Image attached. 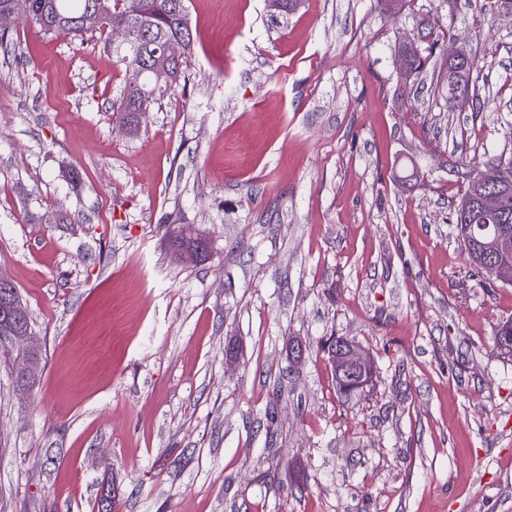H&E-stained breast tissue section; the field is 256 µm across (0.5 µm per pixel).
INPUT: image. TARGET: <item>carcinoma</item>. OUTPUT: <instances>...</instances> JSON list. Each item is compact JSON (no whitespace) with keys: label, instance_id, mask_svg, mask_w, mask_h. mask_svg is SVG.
<instances>
[{"label":"carcinoma","instance_id":"cac0c4a2","mask_svg":"<svg viewBox=\"0 0 512 512\" xmlns=\"http://www.w3.org/2000/svg\"><path fill=\"white\" fill-rule=\"evenodd\" d=\"M187 0H22L27 21L33 23L46 34L64 35L72 39H84L87 35L102 34L112 30V26L133 19L141 22L139 51L136 59L126 60L129 51L116 50L125 69V88L119 103L112 107V112L121 121L129 122L133 114L149 110L153 101L167 93L177 84L182 72L184 56L193 49V32L188 22ZM102 10L100 23L95 28L84 25L83 18L89 12ZM428 46L423 53H415L405 57V69L401 74L406 80L425 66L426 61L436 52L439 39L428 33ZM170 39L183 42V57L168 60L163 56L164 44ZM163 68L167 71V81L159 83L154 78V69ZM476 74L478 62L468 57L467 70L458 75L454 85L448 86L445 104L453 109L463 99L475 103V108L482 107L477 89ZM466 169L467 188L456 210L455 230L464 245L468 258L487 279L492 275L479 264L476 252L484 251V246L491 241V234L496 228H506L512 232V182L504 184L500 177V168L512 167V156H501L488 160L471 157L462 161ZM499 189L506 193V202L499 213L486 223L490 228L485 233H472L467 225L460 222L461 212L474 211L477 207L476 197L484 188ZM501 328L496 330L494 344L497 348L512 352L509 340L512 339V326L509 322H500Z\"/></svg>","mask_w":512,"mask_h":512}]
</instances>
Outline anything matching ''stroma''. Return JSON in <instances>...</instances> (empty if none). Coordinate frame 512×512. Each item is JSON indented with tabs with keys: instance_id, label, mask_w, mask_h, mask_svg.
Listing matches in <instances>:
<instances>
[{
	"instance_id": "1",
	"label": "stroma",
	"mask_w": 512,
	"mask_h": 512,
	"mask_svg": "<svg viewBox=\"0 0 512 512\" xmlns=\"http://www.w3.org/2000/svg\"><path fill=\"white\" fill-rule=\"evenodd\" d=\"M484 2L187 0L184 74L133 131L103 37L10 27L0 273L43 360L23 395L0 363V512H512V286L452 226L462 158L512 155ZM427 27L478 60L480 110L447 109L444 51L400 81ZM333 334L377 366L348 401ZM163 228H165V235L169 239V244H170L171 250H172L173 254L175 255V257H177V258L188 247V244L185 241H183L182 239L192 241L195 239H200V237H201L200 234H194L190 230H188L187 228H184V227H178L175 230V227L173 224L163 225ZM174 230H175L176 234L182 239H180L176 236H173ZM201 253H202L201 248L198 250L184 251V253L182 255V259L185 261L197 263L201 258Z\"/></svg>"
}]
</instances>
